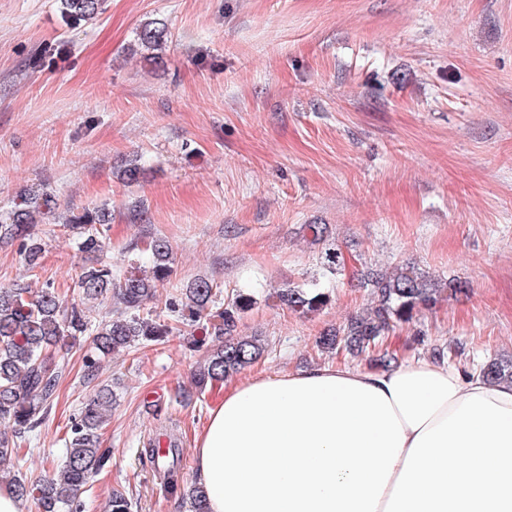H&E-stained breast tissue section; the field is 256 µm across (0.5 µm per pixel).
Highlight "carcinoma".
Listing matches in <instances>:
<instances>
[{
	"instance_id": "1",
	"label": "carcinoma",
	"mask_w": 512,
	"mask_h": 512,
	"mask_svg": "<svg viewBox=\"0 0 512 512\" xmlns=\"http://www.w3.org/2000/svg\"><path fill=\"white\" fill-rule=\"evenodd\" d=\"M101 0H59L61 15L68 21H90L97 17ZM170 36L166 25L155 20L141 24L137 46L145 51L144 60L154 64ZM56 199L41 189L24 192L13 209L0 212V242L17 243L18 253L30 269L40 266L45 253L42 238L32 232L34 225L55 215ZM112 221L105 208L87 210L65 219L66 227L78 235V249L84 253L102 251L100 227ZM151 258L150 271L130 263L116 274L112 264L99 260L82 267L79 288L82 300L97 301L108 295L121 305V312L97 327L93 354L86 364L88 375L94 376L95 356L114 354L129 349L140 341H159L169 335L170 328L141 314L143 305L154 298L157 288L173 275L172 248L163 237L144 242ZM363 287L370 289L372 306L350 318L344 333H326L317 340L327 352L344 347L358 357L376 347L380 338L401 323L413 321L418 312L430 309L442 300L444 289L408 264H397L391 270L369 268L364 272ZM219 291L203 277L187 281L179 296L171 299L170 311L175 321L188 322L203 338L222 336L224 341L210 349L193 374L194 387L202 393L251 366L266 351L265 340L258 336L236 335L242 314L256 301L245 292H237L225 307H215ZM278 302L291 311L308 314L319 310L327 301L326 293L312 284L307 288H279ZM91 327L85 310L78 303H67L54 283L47 281L38 290L28 285L0 287V421L9 422L14 433L30 432L42 424L51 410V399L61 372L47 362V351L66 336H78ZM487 379L512 382V363L495 360L480 368ZM112 389L98 388L84 402L80 418L70 427L65 464L38 481L16 476L8 480L10 490L20 499L35 501L42 512H73L76 499L92 474L105 465V452L100 448L105 411L112 406ZM182 449L171 443L164 454L152 444L141 451L158 471L174 484ZM189 512H208L207 496L200 486L185 492ZM108 512H131L132 503L121 491L112 492Z\"/></svg>"
}]
</instances>
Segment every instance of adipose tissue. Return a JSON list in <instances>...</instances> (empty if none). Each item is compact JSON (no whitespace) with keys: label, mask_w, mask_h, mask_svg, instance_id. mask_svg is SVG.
Returning a JSON list of instances; mask_svg holds the SVG:
<instances>
[{"label":"adipose tissue","mask_w":512,"mask_h":512,"mask_svg":"<svg viewBox=\"0 0 512 512\" xmlns=\"http://www.w3.org/2000/svg\"><path fill=\"white\" fill-rule=\"evenodd\" d=\"M195 461L209 512H512V382L442 358L262 374Z\"/></svg>","instance_id":"1"}]
</instances>
